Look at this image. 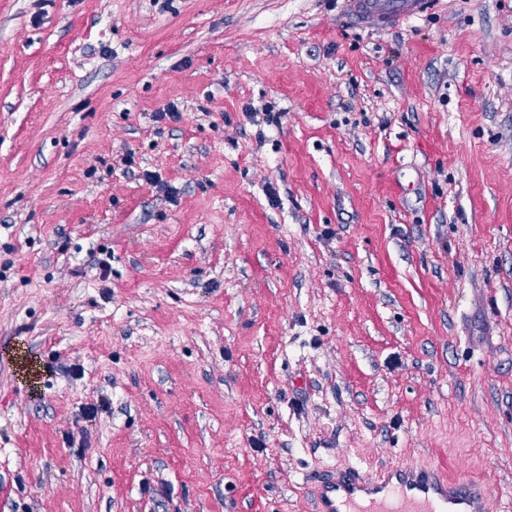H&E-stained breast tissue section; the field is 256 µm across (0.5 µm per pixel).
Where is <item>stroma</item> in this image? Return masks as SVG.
Listing matches in <instances>:
<instances>
[{
  "instance_id": "stroma-1",
  "label": "stroma",
  "mask_w": 512,
  "mask_h": 512,
  "mask_svg": "<svg viewBox=\"0 0 512 512\" xmlns=\"http://www.w3.org/2000/svg\"><path fill=\"white\" fill-rule=\"evenodd\" d=\"M398 461L512 512V0H0V512ZM431 0H345L347 17L356 24L363 22L388 29L399 26L423 13Z\"/></svg>"
}]
</instances>
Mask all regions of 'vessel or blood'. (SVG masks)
I'll list each match as a JSON object with an SVG mask.
<instances>
[{"label":"vessel or blood","instance_id":"vessel-or-blood-1","mask_svg":"<svg viewBox=\"0 0 512 512\" xmlns=\"http://www.w3.org/2000/svg\"><path fill=\"white\" fill-rule=\"evenodd\" d=\"M348 18L388 29L423 13L429 0H345ZM315 512H485L480 480L449 477L439 465L396 464L367 474L349 466L311 481Z\"/></svg>","mask_w":512,"mask_h":512}]
</instances>
